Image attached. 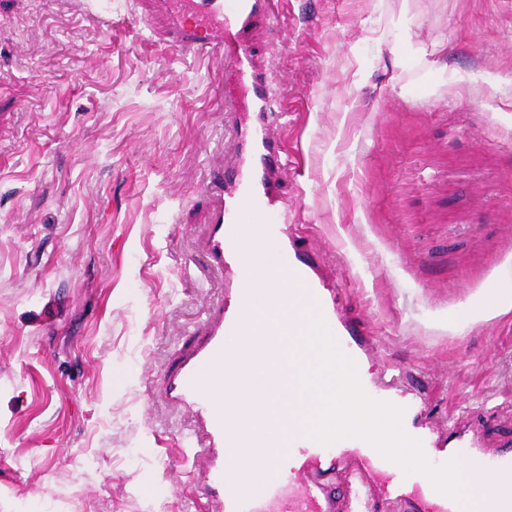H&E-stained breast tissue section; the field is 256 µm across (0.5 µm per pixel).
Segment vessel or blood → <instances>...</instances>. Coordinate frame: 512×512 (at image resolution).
Segmentation results:
<instances>
[{
    "label": "vessel or blood",
    "instance_id": "vessel-or-blood-1",
    "mask_svg": "<svg viewBox=\"0 0 512 512\" xmlns=\"http://www.w3.org/2000/svg\"><path fill=\"white\" fill-rule=\"evenodd\" d=\"M166 20L163 41L195 53L216 51L232 62L242 93L240 109L252 114L238 132L237 160L210 180L207 251L216 271L234 276L233 305L220 306L207 318L191 352L164 380L166 398L188 411L194 422L184 437L193 453L198 481L211 512H370L379 499L395 502L401 512H420V499L435 502V512H461V505L438 492L419 473H404L368 442L347 437L325 445L314 438L284 441L277 385L264 370L243 368L236 343L254 327L256 309H265L275 349H283L290 320L315 310L323 317L341 353L353 361L368 357L369 337L339 315L335 296L325 294L298 253L290 232L292 212L272 192L268 179L280 145L273 133L282 111L265 71L252 58L246 34L252 19L271 9L270 0H145ZM286 282L285 288L255 290L258 272ZM373 399L402 406V426L417 439L426 457L438 463L473 461L490 485L491 512H512V455H495L457 419L438 431L419 422L417 402H402L389 388ZM266 436L270 457L306 458L305 466L283 471L259 468L248 454L254 435Z\"/></svg>",
    "mask_w": 512,
    "mask_h": 512
}]
</instances>
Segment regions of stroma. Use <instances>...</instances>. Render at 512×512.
<instances>
[{
  "label": "stroma",
  "mask_w": 512,
  "mask_h": 512,
  "mask_svg": "<svg viewBox=\"0 0 512 512\" xmlns=\"http://www.w3.org/2000/svg\"><path fill=\"white\" fill-rule=\"evenodd\" d=\"M141 0H0V512H207L164 373L225 279L222 57ZM250 48L288 124L271 174L326 287L438 422L512 442V0H276ZM511 288H498L495 295L476 309V314L485 317L498 315L506 304H511Z\"/></svg>",
  "instance_id": "obj_1"
}]
</instances>
